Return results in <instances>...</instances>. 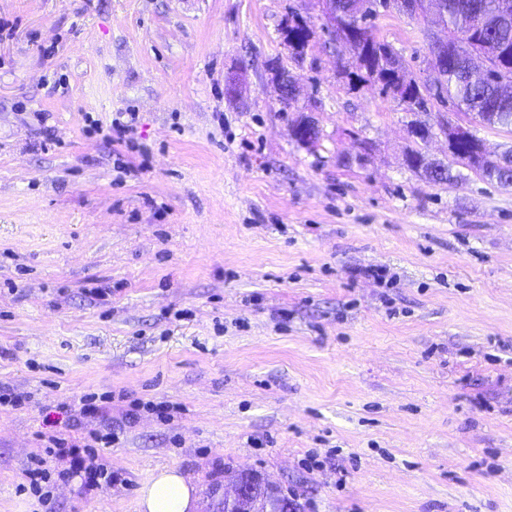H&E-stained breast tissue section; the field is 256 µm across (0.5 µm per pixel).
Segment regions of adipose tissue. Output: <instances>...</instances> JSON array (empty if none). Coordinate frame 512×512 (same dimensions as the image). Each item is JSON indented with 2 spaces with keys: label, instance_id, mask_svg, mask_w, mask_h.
<instances>
[{
  "label": "adipose tissue",
  "instance_id": "obj_1",
  "mask_svg": "<svg viewBox=\"0 0 512 512\" xmlns=\"http://www.w3.org/2000/svg\"><path fill=\"white\" fill-rule=\"evenodd\" d=\"M197 488L174 466L153 474L138 491L139 512H195Z\"/></svg>",
  "mask_w": 512,
  "mask_h": 512
}]
</instances>
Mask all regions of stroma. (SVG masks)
Here are the masks:
<instances>
[{"label": "stroma", "mask_w": 512, "mask_h": 512, "mask_svg": "<svg viewBox=\"0 0 512 512\" xmlns=\"http://www.w3.org/2000/svg\"><path fill=\"white\" fill-rule=\"evenodd\" d=\"M0 19V386L29 397L0 410V512H138L167 466L198 512L241 471L304 512H512V186L404 162L413 124L441 160L442 123L493 155L512 131L349 80L320 0H0ZM375 25L433 78V13ZM44 112L61 146L40 147ZM120 112L136 147L90 130ZM87 395L124 481L88 493L52 459L42 505L28 462L40 434L98 427ZM311 31L308 25L302 21H294L288 27L287 42L292 54L301 56L309 45Z\"/></svg>", "instance_id": "stroma-1"}]
</instances>
